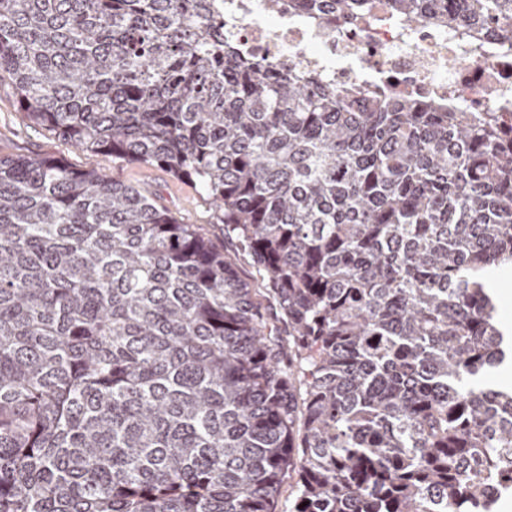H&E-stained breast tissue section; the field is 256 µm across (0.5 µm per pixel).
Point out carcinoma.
<instances>
[{
    "label": "carcinoma",
    "instance_id": "obj_1",
    "mask_svg": "<svg viewBox=\"0 0 512 512\" xmlns=\"http://www.w3.org/2000/svg\"><path fill=\"white\" fill-rule=\"evenodd\" d=\"M220 0H0V85L200 185L0 156V512H493L512 488V116L263 69ZM512 37V0H392ZM310 12L364 0H299Z\"/></svg>",
    "mask_w": 512,
    "mask_h": 512
}]
</instances>
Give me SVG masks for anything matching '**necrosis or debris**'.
Segmentation results:
<instances>
[{
	"label": "necrosis or debris",
	"mask_w": 512,
	"mask_h": 512,
	"mask_svg": "<svg viewBox=\"0 0 512 512\" xmlns=\"http://www.w3.org/2000/svg\"><path fill=\"white\" fill-rule=\"evenodd\" d=\"M224 33L263 64L316 72L364 99L449 103L455 112H512V39L433 19L410 23L390 0L361 15L321 16L295 0H224Z\"/></svg>",
	"instance_id": "obj_1"
}]
</instances>
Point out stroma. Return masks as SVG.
I'll use <instances>...</instances> for the list:
<instances>
[{
  "label": "stroma",
  "mask_w": 512,
  "mask_h": 512,
  "mask_svg": "<svg viewBox=\"0 0 512 512\" xmlns=\"http://www.w3.org/2000/svg\"><path fill=\"white\" fill-rule=\"evenodd\" d=\"M0 155L48 156L75 169L93 170L124 181L152 197L179 222L199 225L214 244L224 243V227L215 223L209 204L195 184L177 178L162 167L129 162L105 152L75 149L57 135L33 125L20 112L6 87L0 89Z\"/></svg>",
  "instance_id": "stroma-1"
}]
</instances>
